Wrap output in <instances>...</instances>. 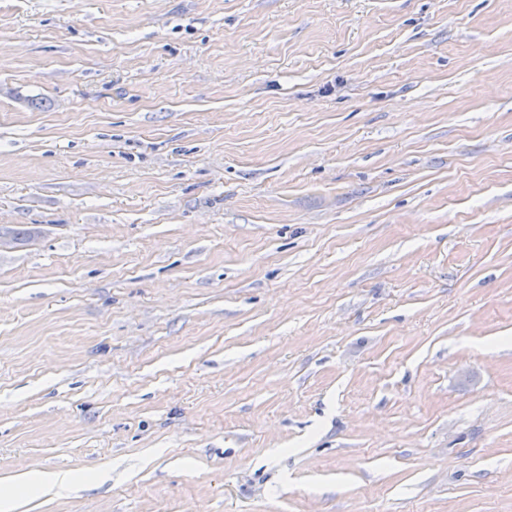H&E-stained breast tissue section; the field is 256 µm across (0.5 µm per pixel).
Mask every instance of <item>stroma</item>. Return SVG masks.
<instances>
[{
	"mask_svg": "<svg viewBox=\"0 0 512 512\" xmlns=\"http://www.w3.org/2000/svg\"><path fill=\"white\" fill-rule=\"evenodd\" d=\"M16 512H512V0H0ZM76 477L68 471L28 470L20 473L5 483V490L0 493V511L13 512L16 507L14 489L20 488L37 494L58 493L68 488Z\"/></svg>",
	"mask_w": 512,
	"mask_h": 512,
	"instance_id": "stroma-1",
	"label": "stroma"
}]
</instances>
